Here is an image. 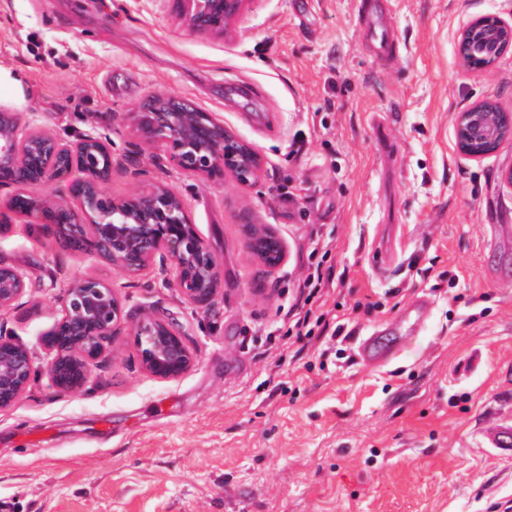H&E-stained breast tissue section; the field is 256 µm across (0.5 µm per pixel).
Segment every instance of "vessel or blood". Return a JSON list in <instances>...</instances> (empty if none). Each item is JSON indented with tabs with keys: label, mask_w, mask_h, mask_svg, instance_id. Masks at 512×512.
I'll return each instance as SVG.
<instances>
[{
	"label": "vessel or blood",
	"mask_w": 512,
	"mask_h": 512,
	"mask_svg": "<svg viewBox=\"0 0 512 512\" xmlns=\"http://www.w3.org/2000/svg\"><path fill=\"white\" fill-rule=\"evenodd\" d=\"M364 32L374 47L378 60H386L393 46L394 29L381 13H368ZM433 307L425 296L408 304L397 318L385 322L364 335L355 337V357L368 367L394 364L415 341ZM483 447L494 455L512 460V415L489 421L480 430Z\"/></svg>",
	"instance_id": "b4317fda"
}]
</instances>
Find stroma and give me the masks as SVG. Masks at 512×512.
Returning <instances> with one entry per match:
<instances>
[{
  "label": "stroma",
  "mask_w": 512,
  "mask_h": 512,
  "mask_svg": "<svg viewBox=\"0 0 512 512\" xmlns=\"http://www.w3.org/2000/svg\"><path fill=\"white\" fill-rule=\"evenodd\" d=\"M379 2L394 26L386 64L361 32V0H250L221 37L190 32L170 0H0V65L22 84L0 106L66 140L107 137L106 193L174 188L221 265L199 306L160 263L124 275L13 216L0 262L27 288L0 309V336L30 349L34 375L0 411V512H494L512 493V461L477 434L512 413V236L500 230L512 142L472 160L454 139L457 113L485 97L512 109V51L476 70L457 47L474 19L512 18V0ZM153 92L223 120L262 155L260 179L178 170L129 119ZM381 121L398 146L387 163ZM250 224L283 240L281 267L246 249ZM380 242L385 278L369 266ZM322 247L320 300L342 329L299 344L288 312ZM82 277L111 283L124 318L69 394L44 369V338ZM422 295L431 317L399 366L353 359L352 333ZM145 311L180 322L194 354L180 377L144 369L130 329Z\"/></svg>",
  "instance_id": "35a3bbf8"
}]
</instances>
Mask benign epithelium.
<instances>
[{"label": "benign epithelium", "instance_id": "benign-epithelium-1", "mask_svg": "<svg viewBox=\"0 0 512 512\" xmlns=\"http://www.w3.org/2000/svg\"><path fill=\"white\" fill-rule=\"evenodd\" d=\"M174 15L198 34L222 35L250 0H171ZM465 63L480 55L493 65L512 48V20L484 16L469 23L458 38ZM135 131L161 145L177 169L222 182L230 176L248 185L261 176L263 159L248 143L175 93H151L130 113ZM512 141V113L494 97L457 114V150L471 157L495 152ZM112 173V153L106 141L83 135L65 141L22 121L19 113L0 109V188L12 193L6 209L26 218L39 234L58 233L71 224L90 229L89 243L113 268L125 275L144 270L155 258L173 272L172 285L190 302L204 306L213 300L220 281L219 260L195 231L181 196L169 186L137 190L115 200L102 185ZM81 209L77 220L71 201ZM266 229L249 225L246 248L251 252L270 243ZM266 266L275 268L285 257L276 240L262 252ZM26 291L24 273L0 262V308L16 303ZM63 317L50 334L45 368L62 392L77 393L111 343L123 318L115 287L94 277L74 280L62 296ZM145 370L161 379H176L192 365L190 350L177 320L146 312L132 329ZM33 371L27 347L0 336V410L15 404Z\"/></svg>", "mask_w": 512, "mask_h": 512}]
</instances>
